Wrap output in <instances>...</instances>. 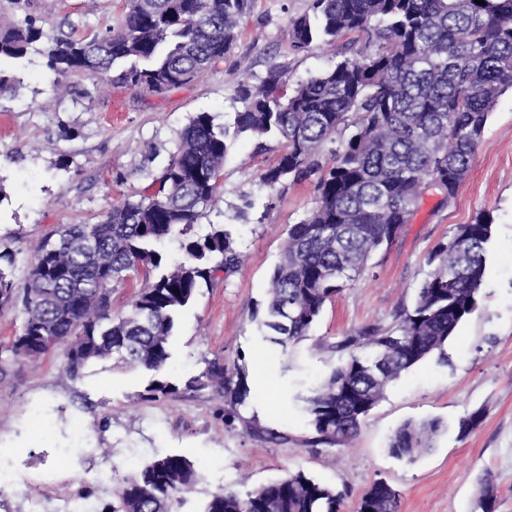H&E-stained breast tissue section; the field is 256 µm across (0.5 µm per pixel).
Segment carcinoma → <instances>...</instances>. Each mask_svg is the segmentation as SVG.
I'll use <instances>...</instances> for the list:
<instances>
[{
    "instance_id": "obj_1",
    "label": "carcinoma",
    "mask_w": 512,
    "mask_h": 512,
    "mask_svg": "<svg viewBox=\"0 0 512 512\" xmlns=\"http://www.w3.org/2000/svg\"><path fill=\"white\" fill-rule=\"evenodd\" d=\"M251 0H127L116 28L89 41L65 33L39 48L42 30L27 18L0 25V62L29 50L47 58L50 106L71 94L70 77L121 85L152 94L202 77L233 49ZM310 15L290 21L292 46L316 41L338 48L334 68L282 88L285 67L272 65L258 84L238 81L240 110L217 124L198 112L178 133L160 172L131 175L149 181L112 206L94 224L52 230L38 245L23 291L9 268L14 255L0 248V306L22 305L11 343L0 349V372L11 363L62 351L75 378L93 360L115 357L155 373L142 397L175 396L168 380L170 338L177 315L198 289L243 262L230 231L198 220L215 207L229 141L248 136L256 153L279 145L276 164L260 175L272 191L309 183L315 207L290 225L268 281L258 322L282 354L304 339L345 282L366 270L372 255L391 245L426 190L452 202L472 166L497 99L512 88V0H312ZM339 143L334 148L332 144ZM493 224L486 213L452 227L426 258L431 267L413 306L389 328L369 325L334 349L347 357L324 384L302 398L318 443L341 445L383 398L386 386L422 360L448 361V343L477 305L486 273ZM177 238L183 259L173 265L161 247ZM136 283L130 308L112 314V289ZM372 353L363 355L360 349ZM186 387H214L236 406L250 395L246 373L236 377L215 358ZM443 426L436 419L406 422L389 452L414 460L433 447ZM200 479L180 454L154 459L118 483L103 512H178ZM494 485L482 483L481 512H493ZM343 493L301 470L242 495L221 489L203 512H341ZM356 512H400V493L375 481Z\"/></svg>"
}]
</instances>
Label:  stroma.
<instances>
[{
    "instance_id": "1",
    "label": "stroma",
    "mask_w": 512,
    "mask_h": 512,
    "mask_svg": "<svg viewBox=\"0 0 512 512\" xmlns=\"http://www.w3.org/2000/svg\"><path fill=\"white\" fill-rule=\"evenodd\" d=\"M311 0H252L231 53L201 79L164 94L127 88L96 90L72 76L70 96L41 109L49 97L45 59L36 53L9 64L15 80L0 91V244L12 251V273L24 283L35 249L60 224H93L144 182L131 170L145 149L172 150L197 112L231 121L236 83L259 81L272 64L287 66V87L333 68V46L317 41L304 52L290 43V18L309 13ZM125 0H0V22L36 18L45 40L60 29L92 38L116 26ZM277 150L255 154L247 137L233 140L224 161L221 197L199 220L200 231L226 224L244 262L224 279L201 286L181 313L170 343L169 379L176 398L148 402L140 395L152 372L89 363L79 378L63 371L55 351L0 373V512H101L113 498L112 471L130 475L146 462L183 454L200 470L185 512H202L211 494L246 492L303 470L345 492L342 512H354L364 491L383 479L400 492V512H477L480 481L496 487L494 512H512V93L498 99L470 171L451 204L425 194L399 237L371 260L367 272L328 302L309 335L288 355L271 353L253 319L266 300L268 278L288 228L315 202L301 184L269 192L261 173ZM125 181H117V174ZM248 219L233 220L244 198ZM490 214L494 233L477 309L448 345L449 363L428 357L386 387L346 446H311L313 428L302 409L344 355L335 344L369 324L391 325L411 306L429 268L426 257L453 225ZM222 358L228 373L245 369L250 396L224 424V396L191 391L185 382L207 361ZM481 411L471 432L461 417ZM440 419L435 448L414 462L390 455L388 443L406 421ZM90 497H78L80 488Z\"/></svg>"
}]
</instances>
